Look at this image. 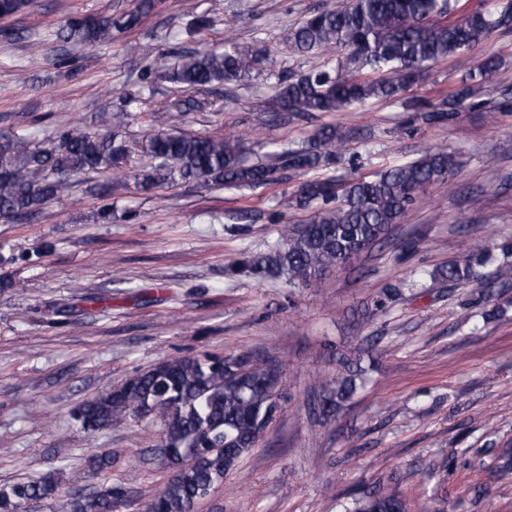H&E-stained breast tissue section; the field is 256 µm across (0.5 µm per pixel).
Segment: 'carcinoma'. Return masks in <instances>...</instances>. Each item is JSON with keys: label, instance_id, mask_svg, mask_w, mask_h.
I'll return each instance as SVG.
<instances>
[{"label": "carcinoma", "instance_id": "obj_1", "mask_svg": "<svg viewBox=\"0 0 512 512\" xmlns=\"http://www.w3.org/2000/svg\"><path fill=\"white\" fill-rule=\"evenodd\" d=\"M155 8V0H136L128 10L109 15L74 17L59 30L64 42L91 49L117 40L140 28ZM449 0H323L320 7L285 29L281 42L297 53L337 47L344 51L336 62H327L303 74L277 76L270 86L276 108L296 119L315 113L346 112L376 99L402 100L406 109L422 113L427 123L481 104L483 83L475 75L461 80L439 104L401 99L431 64L465 55L501 31L512 29V0H496L491 10H475L448 22ZM273 62L272 49L256 44L241 47L234 37H224V49L190 51L157 74L184 92L152 107L153 68L146 66L138 88L128 92L124 105L113 114V129L92 131L82 123L66 126L58 145L28 148L0 135V219L18 220L58 200L80 175H104L96 184L100 195H112L122 160L130 146L119 131L130 112H149L151 129L141 151L152 160L134 174L140 189L150 191L180 181L202 180L224 187H260L302 177L296 204L308 210L301 224H286L283 243L274 250L241 260L237 275L283 277L294 287L315 288L333 268L358 259L386 235L391 225L407 213L431 186L449 181L458 167L455 153L428 148L424 153L371 179L344 180L307 175L336 162V131L319 129L309 146L271 157L269 163L249 164L244 158L243 137L172 133L162 126L175 119L212 108L221 96L198 99L193 93L219 86L229 90L264 63ZM495 55L477 58L475 70L483 79L500 66ZM489 260L482 245L472 247L463 260H452L433 277L454 285L473 283L484 288L512 282V268L501 265L493 280L477 267ZM285 391L283 370L273 371L242 350L222 355L203 354L168 358L128 379L119 388L100 395L79 410L85 428L99 430L120 424L128 417L151 418L162 425L155 458L175 469L173 477L157 492L148 512H192L224 481L259 442L281 411ZM356 391L355 375L338 374L319 384V418L327 421L341 412ZM59 482L51 477L22 481L0 489V509L19 512L21 504L54 496ZM123 496L122 486L111 485L98 496L71 498L70 512H112ZM348 512H409V504L395 490L381 488L354 500Z\"/></svg>", "mask_w": 512, "mask_h": 512}]
</instances>
